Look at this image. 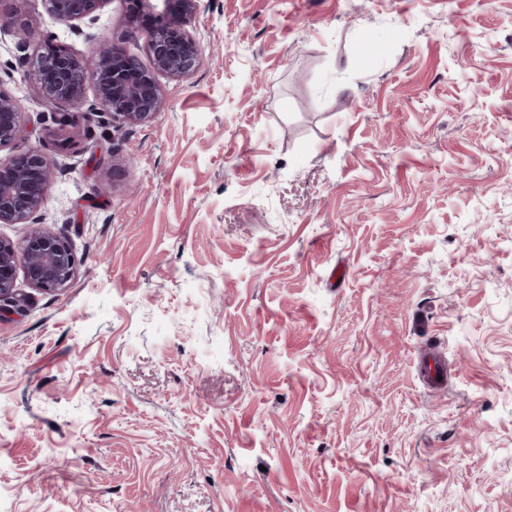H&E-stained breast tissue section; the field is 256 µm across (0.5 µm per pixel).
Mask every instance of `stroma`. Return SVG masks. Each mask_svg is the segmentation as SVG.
<instances>
[{
    "label": "stroma",
    "mask_w": 512,
    "mask_h": 512,
    "mask_svg": "<svg viewBox=\"0 0 512 512\" xmlns=\"http://www.w3.org/2000/svg\"><path fill=\"white\" fill-rule=\"evenodd\" d=\"M153 28L0 0L76 258L0 317V512H512V0H196L160 110L56 151L42 40ZM421 366L422 377L431 387L439 388L444 385L447 367L436 353H425L421 359ZM438 377H442V380L438 381Z\"/></svg>",
    "instance_id": "stroma-1"
}]
</instances>
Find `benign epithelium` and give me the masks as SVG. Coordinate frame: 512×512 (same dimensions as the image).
I'll use <instances>...</instances> for the list:
<instances>
[{
	"mask_svg": "<svg viewBox=\"0 0 512 512\" xmlns=\"http://www.w3.org/2000/svg\"><path fill=\"white\" fill-rule=\"evenodd\" d=\"M58 20L73 22L89 17L102 0H46ZM164 23L148 44L152 69L142 68L126 51L99 44L82 59L48 36L36 57V74L44 100L50 104H86V89L95 91L91 106L103 111L112 124L122 127L149 119L161 104L157 76L178 78L188 73L201 56L198 44L185 30L195 0H160ZM19 102L0 93V149L21 136ZM52 175V162L40 150L0 157V224L34 222ZM28 283L54 292L75 275L69 242L55 231L35 227L19 247L0 239V315L20 306L15 288L17 270Z\"/></svg>",
	"mask_w": 512,
	"mask_h": 512,
	"instance_id": "obj_1",
	"label": "benign epithelium"
}]
</instances>
